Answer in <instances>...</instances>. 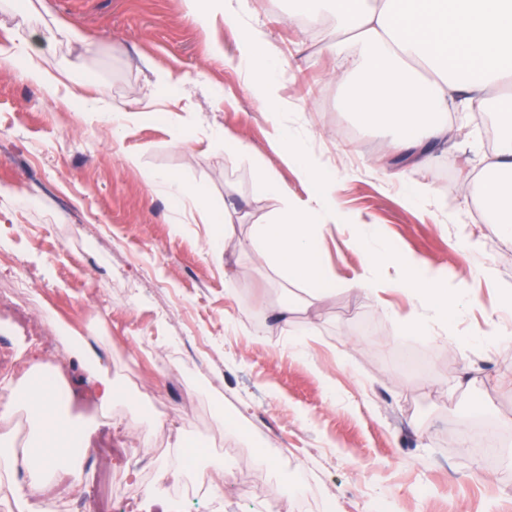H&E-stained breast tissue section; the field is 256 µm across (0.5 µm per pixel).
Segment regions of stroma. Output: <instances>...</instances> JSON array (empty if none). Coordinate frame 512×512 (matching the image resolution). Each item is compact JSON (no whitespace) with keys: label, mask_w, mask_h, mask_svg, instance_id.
I'll return each mask as SVG.
<instances>
[{"label":"stroma","mask_w":512,"mask_h":512,"mask_svg":"<svg viewBox=\"0 0 512 512\" xmlns=\"http://www.w3.org/2000/svg\"><path fill=\"white\" fill-rule=\"evenodd\" d=\"M56 22L80 30L82 41L45 42V26ZM249 29L276 49L284 121L335 173L340 211L372 225L389 251L449 279L468 273L475 257L490 268L489 279L468 281V308L432 335L397 321L418 305L411 291L366 299L344 289L367 255L354 227L339 224L319 242L330 274L321 299L290 325L274 321L277 304L304 291L253 256L250 224L228 237L216 219L228 206L256 218L277 202L255 196L253 170L225 167L207 138L216 126L244 138L289 195L308 200L234 62ZM19 36L66 83L101 85L114 112L147 103L152 65L180 77L183 89L160 117L116 132L0 68V289L14 291L0 305V378L20 379L34 361L61 370L75 392L71 411L93 435L83 487L70 490L57 475L52 500L100 512L105 468L117 486L112 512H512V339L491 353L456 344L489 318L512 332V309L498 295L512 286V238L493 232L477 198L493 153L480 113H457L467 137L390 182L385 133L345 109L347 88L332 78L344 56L322 51L294 0H248L246 24L219 19L205 30L186 19L183 0H39L33 12L0 9V44ZM215 44L224 62L211 59ZM188 124L193 137L174 147ZM127 152L140 167L123 163ZM156 172L201 192V203L174 204L148 183ZM411 187L428 200L411 201ZM214 239L221 254L209 250ZM308 323L303 352L289 350ZM80 342L173 421L161 434L166 446L180 432L206 445L195 470L163 480L157 455L125 453L151 430L135 426L129 405L97 406L75 362ZM404 346L418 352L422 373L401 367ZM479 421L501 436L496 466L448 435ZM201 471L223 478L222 493L180 497V484Z\"/></svg>","instance_id":"stroma-1"}]
</instances>
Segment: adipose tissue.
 Here are the masks:
<instances>
[{
	"label": "adipose tissue",
	"mask_w": 512,
	"mask_h": 512,
	"mask_svg": "<svg viewBox=\"0 0 512 512\" xmlns=\"http://www.w3.org/2000/svg\"><path fill=\"white\" fill-rule=\"evenodd\" d=\"M186 17L208 28L217 16L238 21L247 9L244 0H184ZM299 13L312 24L335 16L336 33L352 45L348 72L359 83L346 106L361 121L388 130L387 150L402 161L427 164L455 134L448 120L449 101L465 108L492 106L497 121L496 148L479 177L480 194L495 231L512 237V0H297ZM24 61V76L37 89L58 92L59 77L22 39L0 45V67ZM180 78L166 69L156 71L147 106L112 113L96 97H83L82 111L99 121L120 125L125 119L151 116L180 89ZM367 244L364 273L345 282V289L367 298L387 288L410 287L432 304L433 318L413 312L398 322L430 333L432 322L460 312L465 288H452L441 271L425 262L387 255L375 240L371 225L360 227ZM414 268L415 276L389 278L386 265ZM79 357L96 382L95 400L101 408L117 403L119 388L106 360L83 348ZM12 404L26 403L34 416L35 433L22 451L0 436V466L22 472L11 493L18 503L42 495L58 473L73 486L84 478L82 461L89 435L65 413L72 390L56 371L36 364L10 385Z\"/></svg>",
	"instance_id": "adipose-tissue-1"
}]
</instances>
